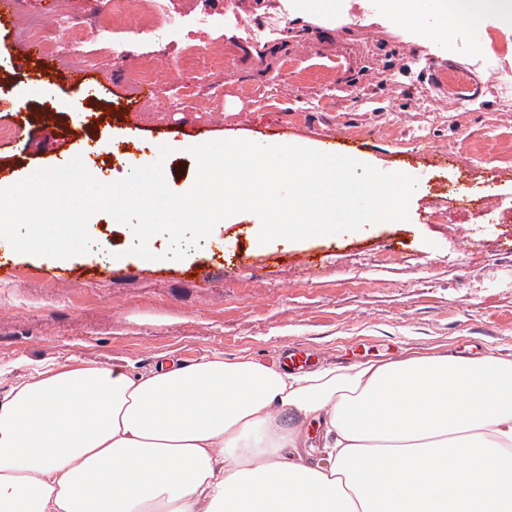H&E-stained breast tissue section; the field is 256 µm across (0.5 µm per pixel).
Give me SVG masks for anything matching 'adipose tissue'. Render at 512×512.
I'll list each match as a JSON object with an SVG mask.
<instances>
[{"label":"adipose tissue","mask_w":512,"mask_h":512,"mask_svg":"<svg viewBox=\"0 0 512 512\" xmlns=\"http://www.w3.org/2000/svg\"><path fill=\"white\" fill-rule=\"evenodd\" d=\"M0 512H512V361L58 365L0 398Z\"/></svg>","instance_id":"1"}]
</instances>
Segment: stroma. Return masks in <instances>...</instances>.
I'll list each match as a JSON object with an SVG mask.
<instances>
[{
	"label": "stroma",
	"instance_id": "1",
	"mask_svg": "<svg viewBox=\"0 0 512 512\" xmlns=\"http://www.w3.org/2000/svg\"><path fill=\"white\" fill-rule=\"evenodd\" d=\"M335 2L316 19L307 0H162L168 27L131 22L116 47L90 38L93 77L114 84L82 103L98 116V165L122 170L131 137L173 142L164 175L181 193L195 180L189 141L198 128L261 145L313 148L337 137L345 154L415 175L409 220L287 247L259 244L258 217L239 213L183 259L145 269L129 253L128 226L95 214L88 231L96 245L67 261L69 279L45 275L53 258L24 254L0 278V397L48 364L123 360L148 372L164 357L191 363L217 351L270 365L298 347L311 372L412 353L512 360V222L469 221L472 208L512 205V95L488 82L490 68L512 70V53L493 52L512 38V0L483 14L477 35L438 6L398 26L387 0ZM440 58L480 85L478 99L422 103ZM133 69L158 74L164 89L128 113ZM39 109L27 72L0 69V127L14 112L28 113L31 127L26 154L0 140V162L18 180L79 148L45 139ZM417 134L425 143L414 142ZM452 180L467 187L468 201L449 202ZM240 246L251 264L235 259ZM104 248L123 260L107 264Z\"/></svg>",
	"mask_w": 512,
	"mask_h": 512
}]
</instances>
